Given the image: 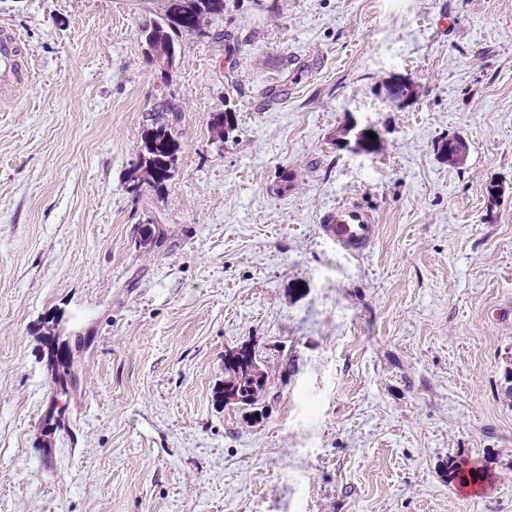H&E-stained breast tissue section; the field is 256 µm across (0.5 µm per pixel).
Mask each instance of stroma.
Masks as SVG:
<instances>
[{
	"instance_id": "1",
	"label": "stroma",
	"mask_w": 512,
	"mask_h": 512,
	"mask_svg": "<svg viewBox=\"0 0 512 512\" xmlns=\"http://www.w3.org/2000/svg\"><path fill=\"white\" fill-rule=\"evenodd\" d=\"M224 2L163 73L165 0H0V512H512V0ZM167 101L171 177L135 186ZM352 204L358 256L320 230ZM243 346L256 418L217 400ZM23 52L16 36L0 32V82L2 86L16 80L23 70ZM356 126H358V123H357V121H355L353 119L349 120L345 125H343L341 127V129L339 130L338 134L336 135V138H335L336 144L341 147H344V148H350L351 150L358 151V150L362 149V146L366 142L365 139L362 137L363 131L374 132L375 138H377L378 133L375 130H373L371 127H368V126L365 127V129H367V130L358 132L356 134V137L352 138L351 129Z\"/></svg>"
}]
</instances>
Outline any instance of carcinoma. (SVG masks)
Here are the masks:
<instances>
[{
    "mask_svg": "<svg viewBox=\"0 0 512 512\" xmlns=\"http://www.w3.org/2000/svg\"><path fill=\"white\" fill-rule=\"evenodd\" d=\"M224 14V0H167L163 17L144 28L146 55L149 60L166 72L176 65L169 55L175 46V37L183 31L195 32L203 21ZM177 112L173 102L166 103L154 116L152 127L146 129L141 138L139 161L135 171L137 179L158 189L170 179L176 161L179 143L174 129L167 123L168 115ZM252 349L242 348L224 354V386L220 395L224 403L246 406L252 412L259 411L260 401L267 390L268 374L255 372L248 358Z\"/></svg>",
    "mask_w": 512,
    "mask_h": 512,
    "instance_id": "obj_1",
    "label": "carcinoma"
}]
</instances>
